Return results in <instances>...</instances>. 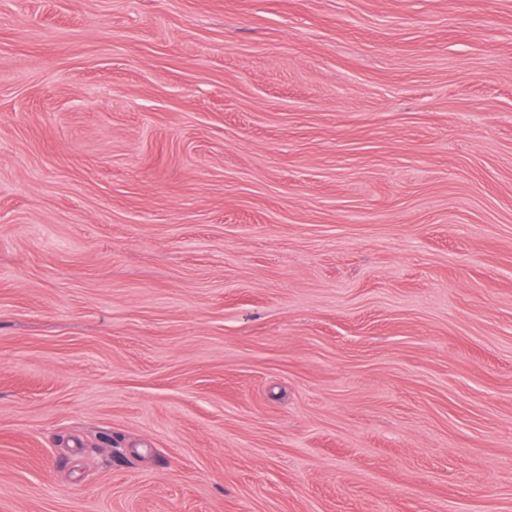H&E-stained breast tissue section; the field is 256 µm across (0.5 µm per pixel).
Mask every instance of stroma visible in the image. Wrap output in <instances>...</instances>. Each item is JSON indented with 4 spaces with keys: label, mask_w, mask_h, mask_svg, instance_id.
Listing matches in <instances>:
<instances>
[{
    "label": "stroma",
    "mask_w": 512,
    "mask_h": 512,
    "mask_svg": "<svg viewBox=\"0 0 512 512\" xmlns=\"http://www.w3.org/2000/svg\"><path fill=\"white\" fill-rule=\"evenodd\" d=\"M0 512H512V0H0Z\"/></svg>",
    "instance_id": "35a3bbf8"
}]
</instances>
